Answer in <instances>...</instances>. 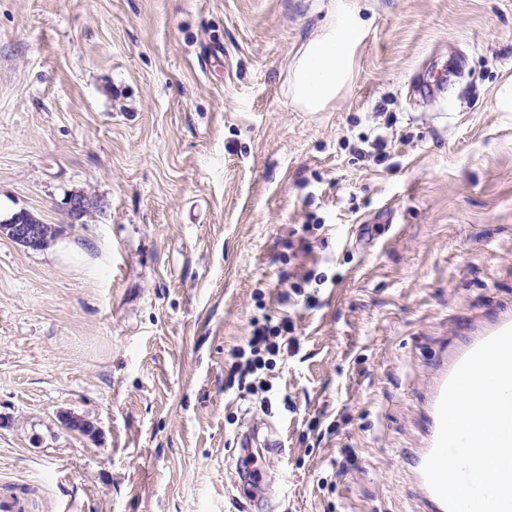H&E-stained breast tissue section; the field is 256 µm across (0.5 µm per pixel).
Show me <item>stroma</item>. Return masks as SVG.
I'll use <instances>...</instances> for the list:
<instances>
[{"label":"stroma","mask_w":512,"mask_h":512,"mask_svg":"<svg viewBox=\"0 0 512 512\" xmlns=\"http://www.w3.org/2000/svg\"><path fill=\"white\" fill-rule=\"evenodd\" d=\"M335 2L0 0V220L56 229L0 234V473L70 512H427L406 452L448 339L512 311V0H350L351 81L306 112L288 68ZM310 271L267 411L228 368ZM253 427L278 445L243 504ZM318 286H320L324 281H321V276L318 277ZM316 280V274H313V272L307 273L304 277H302L301 281L291 282L287 284L286 291L283 293L285 301L288 302L292 298V295L296 297H302L303 304L306 306H314L316 304V296L314 289L311 293L306 292L305 288H309L313 281L317 282Z\"/></svg>","instance_id":"stroma-1"}]
</instances>
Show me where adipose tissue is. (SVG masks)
Here are the masks:
<instances>
[{
	"label": "adipose tissue",
	"mask_w": 512,
	"mask_h": 512,
	"mask_svg": "<svg viewBox=\"0 0 512 512\" xmlns=\"http://www.w3.org/2000/svg\"><path fill=\"white\" fill-rule=\"evenodd\" d=\"M361 36L356 11L340 0L329 28L312 39L288 69L291 99L310 112L334 101L349 78L353 51Z\"/></svg>",
	"instance_id": "adipose-tissue-1"
}]
</instances>
